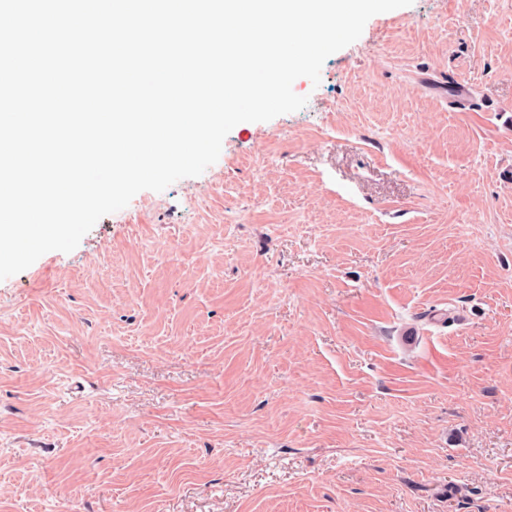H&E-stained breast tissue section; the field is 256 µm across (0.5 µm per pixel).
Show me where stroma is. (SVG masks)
I'll return each mask as SVG.
<instances>
[{"mask_svg":"<svg viewBox=\"0 0 512 512\" xmlns=\"http://www.w3.org/2000/svg\"><path fill=\"white\" fill-rule=\"evenodd\" d=\"M293 90L0 281V512H512V0Z\"/></svg>","mask_w":512,"mask_h":512,"instance_id":"1","label":"stroma"}]
</instances>
